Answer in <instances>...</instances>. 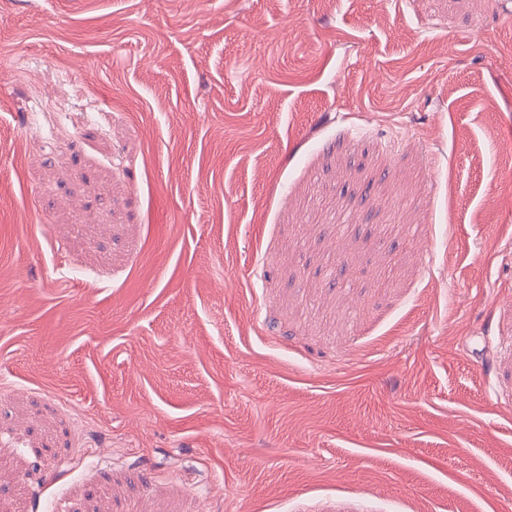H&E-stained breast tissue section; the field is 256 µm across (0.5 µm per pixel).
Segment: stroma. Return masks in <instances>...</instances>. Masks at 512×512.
Wrapping results in <instances>:
<instances>
[{"label": "stroma", "instance_id": "1", "mask_svg": "<svg viewBox=\"0 0 512 512\" xmlns=\"http://www.w3.org/2000/svg\"><path fill=\"white\" fill-rule=\"evenodd\" d=\"M512 0H0V512H512Z\"/></svg>", "mask_w": 512, "mask_h": 512}]
</instances>
